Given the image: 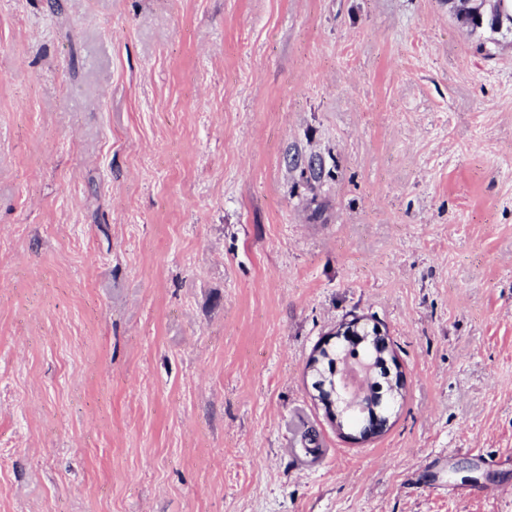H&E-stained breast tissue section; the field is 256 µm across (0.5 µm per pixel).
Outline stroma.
Returning a JSON list of instances; mask_svg holds the SVG:
<instances>
[{"instance_id": "35a3bbf8", "label": "stroma", "mask_w": 512, "mask_h": 512, "mask_svg": "<svg viewBox=\"0 0 512 512\" xmlns=\"http://www.w3.org/2000/svg\"><path fill=\"white\" fill-rule=\"evenodd\" d=\"M354 319L404 382L363 442L307 367ZM0 512H512V37L0 0Z\"/></svg>"}]
</instances>
